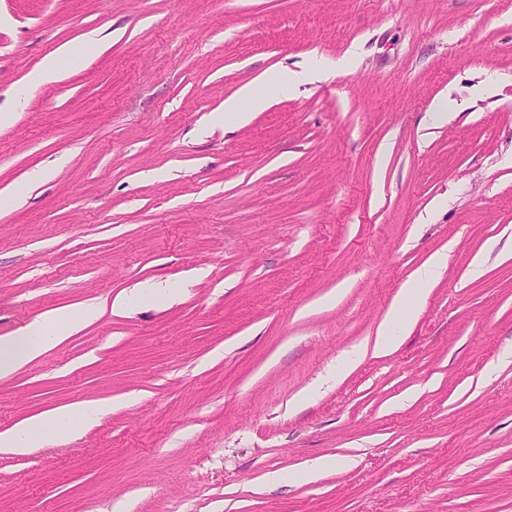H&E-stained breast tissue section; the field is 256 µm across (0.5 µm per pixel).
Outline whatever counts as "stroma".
Listing matches in <instances>:
<instances>
[{
	"label": "stroma",
	"instance_id": "obj_1",
	"mask_svg": "<svg viewBox=\"0 0 512 512\" xmlns=\"http://www.w3.org/2000/svg\"><path fill=\"white\" fill-rule=\"evenodd\" d=\"M0 115V337L107 306L0 379V431L110 404L0 450V512H512V0H0ZM144 281L190 287L110 311ZM267 96L253 85L243 88L239 97L224 102V118L218 115L219 120H225V116H232L235 122H243L249 118L250 112H256L267 105ZM446 262L447 256L444 253L436 254L427 265L417 272L414 278L415 283L403 289L400 302L393 307L392 313L380 328L377 340L380 350L385 351L394 343L396 338L393 334L394 321L406 306H408V310L404 316L405 320L409 318L410 314L418 311L427 292V288L421 287L431 286L436 281L438 271ZM108 409L106 404L65 407L50 417H32L0 432V448L23 452L42 446L49 436L77 433L97 420Z\"/></svg>",
	"mask_w": 512,
	"mask_h": 512
}]
</instances>
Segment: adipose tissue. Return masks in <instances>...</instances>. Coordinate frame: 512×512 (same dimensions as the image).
<instances>
[{
    "label": "adipose tissue",
    "instance_id": "obj_1",
    "mask_svg": "<svg viewBox=\"0 0 512 512\" xmlns=\"http://www.w3.org/2000/svg\"><path fill=\"white\" fill-rule=\"evenodd\" d=\"M445 254H436L420 269L412 285L404 288L399 304L392 310V319L386 320L379 331L377 346L387 350L395 341L393 318L401 312L418 311L426 295V286L432 285L439 270L446 264ZM98 314L97 305L82 309H58L45 314L23 327L16 335L0 338V378L16 372L22 365L58 344L63 336L78 330ZM106 410L102 404L65 407L51 416H37L22 421L0 432V448L22 452L42 446L49 436H66L77 433L97 420Z\"/></svg>",
    "mask_w": 512,
    "mask_h": 512
}]
</instances>
